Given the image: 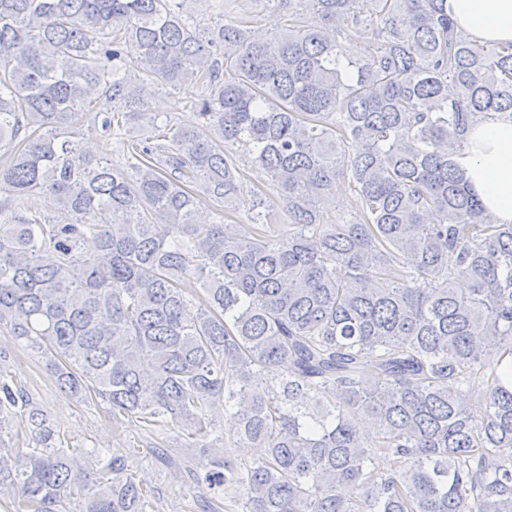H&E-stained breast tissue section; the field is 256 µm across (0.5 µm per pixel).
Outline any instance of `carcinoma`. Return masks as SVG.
I'll list each match as a JSON object with an SVG mask.
<instances>
[{"mask_svg":"<svg viewBox=\"0 0 512 512\" xmlns=\"http://www.w3.org/2000/svg\"><path fill=\"white\" fill-rule=\"evenodd\" d=\"M182 2L0 0V335L71 395L187 431L185 476L240 512H512V390L483 362L512 356V224L451 158L475 120L512 118V44L455 30L447 0H288L273 36L231 0L210 26ZM360 24L363 57L337 39ZM171 94L196 126L156 110ZM339 175L354 224L322 207ZM240 207L247 223H225ZM220 400L233 465L208 454ZM12 409L39 451L0 446L11 512H148L128 460L63 447L0 374ZM228 151L236 159L248 187L255 189L267 204L271 205V208L278 209L280 206L278 192L270 177L252 163L251 156L243 153L237 146H228Z\"/></svg>","mask_w":512,"mask_h":512,"instance_id":"cac0c4a2","label":"carcinoma"}]
</instances>
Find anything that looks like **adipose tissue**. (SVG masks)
<instances>
[{"label": "adipose tissue", "mask_w": 512, "mask_h": 512, "mask_svg": "<svg viewBox=\"0 0 512 512\" xmlns=\"http://www.w3.org/2000/svg\"><path fill=\"white\" fill-rule=\"evenodd\" d=\"M457 26L482 43H512V0H448ZM454 160L483 206L512 224V121L476 122Z\"/></svg>", "instance_id": "obj_1"}]
</instances>
